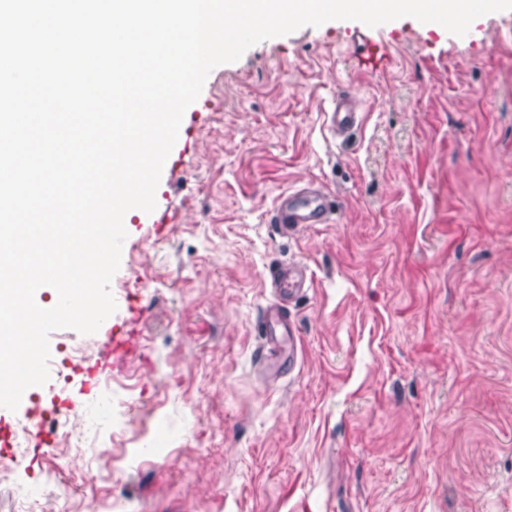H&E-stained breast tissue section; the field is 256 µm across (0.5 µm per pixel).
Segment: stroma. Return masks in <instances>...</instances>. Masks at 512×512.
Masks as SVG:
<instances>
[{"label":"stroma","instance_id":"35a3bbf8","mask_svg":"<svg viewBox=\"0 0 512 512\" xmlns=\"http://www.w3.org/2000/svg\"><path fill=\"white\" fill-rule=\"evenodd\" d=\"M382 69L354 20L249 47L182 119L125 276L142 352L112 373L131 425L111 457H73L56 512H512V9L450 46L411 17ZM361 121L332 134L336 94ZM323 186L328 223L282 233L276 199ZM298 358L257 351L279 267ZM198 419L167 464H128L159 401ZM307 267L304 264L292 263L272 274V287L282 296L297 293L308 288Z\"/></svg>","mask_w":512,"mask_h":512}]
</instances>
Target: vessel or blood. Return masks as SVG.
<instances>
[{"label":"vessel or blood","instance_id":"obj_1","mask_svg":"<svg viewBox=\"0 0 512 512\" xmlns=\"http://www.w3.org/2000/svg\"><path fill=\"white\" fill-rule=\"evenodd\" d=\"M350 94H337L328 119L332 133L341 134L358 121ZM272 221L282 231L288 232L308 224H324L328 221V195L317 187H305L288 191L279 196ZM271 284L276 292L287 296L299 292L308 285L305 265L289 264L274 272ZM116 311L94 333L93 339L101 348L99 357L87 364L76 366L69 376V386H59L56 380L34 387L24 393L17 411L0 407V456L14 457L16 446H23V458L28 464L42 462L55 439V430L47 425L45 417L48 404L64 403L66 410L77 407L76 394H88L100 389L107 382L113 366L140 349V336L129 319L133 311L130 294L115 297ZM263 359L277 360L280 367L291 369L297 362L295 329L283 305L268 308L263 320Z\"/></svg>","mask_w":512,"mask_h":512}]
</instances>
